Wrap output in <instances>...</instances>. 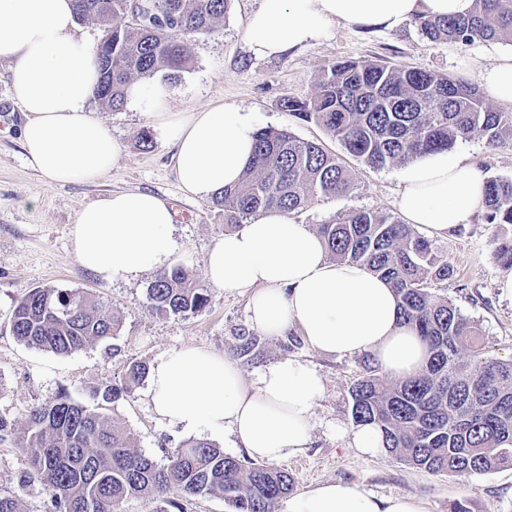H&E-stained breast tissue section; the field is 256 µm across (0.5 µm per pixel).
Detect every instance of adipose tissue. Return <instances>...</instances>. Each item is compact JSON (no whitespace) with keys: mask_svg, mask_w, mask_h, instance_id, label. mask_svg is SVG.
<instances>
[{"mask_svg":"<svg viewBox=\"0 0 512 512\" xmlns=\"http://www.w3.org/2000/svg\"><path fill=\"white\" fill-rule=\"evenodd\" d=\"M474 0H260L245 32L249 50L272 57L324 38L339 23L394 30L418 15L465 16ZM0 60L12 62L14 98L26 112L28 165L49 181L89 183L114 168L122 147L87 109L98 81L95 53L76 34L73 0H0ZM155 138L176 146L182 190L210 199L237 183L257 130L254 113L216 106L152 115ZM397 206L408 223L445 235L484 208L486 176L466 156L437 152L400 173ZM170 203L155 194L113 192L85 206L72 229L79 263L104 280L171 266ZM210 282L249 293V322L269 336L298 326L309 344L340 358L367 356L383 373L415 376L426 346L401 319L387 281L327 256L308 225L271 211L215 241ZM324 393L320 373L286 357L246 381L237 362L200 346L162 357L147 396L157 419L185 433H230L255 460L277 462L307 448ZM284 512H421L411 496L380 497L340 480L289 497Z\"/></svg>","mask_w":512,"mask_h":512,"instance_id":"1","label":"adipose tissue"}]
</instances>
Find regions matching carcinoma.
Here are the masks:
<instances>
[{"instance_id": "1", "label": "carcinoma", "mask_w": 512, "mask_h": 512, "mask_svg": "<svg viewBox=\"0 0 512 512\" xmlns=\"http://www.w3.org/2000/svg\"><path fill=\"white\" fill-rule=\"evenodd\" d=\"M228 4L74 0L75 17L91 18L101 30L94 97L117 110L132 76L184 70L196 35L209 31ZM414 23L434 41L512 43V0H474L466 17L419 15ZM279 106L320 125L347 154L373 168L447 151L475 133L491 145L512 140V113L486 106L475 84L372 60L336 61L314 94L285 96ZM255 138L241 181L213 202L229 223L272 209L292 214L314 198L342 197L353 189L350 170L322 144L273 128L259 129ZM485 210L488 223L512 224V179H487ZM317 234L332 257L359 263L390 282L404 323L429 350L417 376L392 385L366 368L350 391L354 424L378 426L388 453L438 475L466 478L512 461V361L484 356L477 324L431 292L454 273L435 242L414 225L369 209L341 213L335 222L317 225ZM495 258L512 267V238L497 242ZM148 300L159 315L189 317L204 309L208 291L177 265L157 273ZM119 324V316L89 294L36 287L17 301L10 327L26 345L66 355L114 336ZM257 345L256 337L239 336L234 355L247 359ZM467 346L473 364L459 358ZM148 374L146 363L131 362L121 384L92 387L85 402L63 392L33 405L17 442L30 466L20 484L38 478L55 512H120L132 497L147 500L151 512H172L165 492L173 485L190 497H221L234 512H272L292 491L295 480L288 472L242 461L206 439L185 441L164 465L138 452L131 432L104 415L101 404L132 397Z\"/></svg>"}]
</instances>
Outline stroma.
Masks as SVG:
<instances>
[{
  "label": "stroma",
  "mask_w": 512,
  "mask_h": 512,
  "mask_svg": "<svg viewBox=\"0 0 512 512\" xmlns=\"http://www.w3.org/2000/svg\"><path fill=\"white\" fill-rule=\"evenodd\" d=\"M259 0H231L223 19L197 35L188 67L177 76L158 71L171 95L170 112H197L218 105L251 109L259 126L289 130L295 137L314 141L332 152L341 147L319 125L297 120L280 109L284 96L310 95L324 69L341 59L381 60L395 67H412L460 76L480 83L481 67L512 50L502 41L470 44L430 41L413 22L386 31L374 28L333 26L318 42L285 54L260 58L249 52L244 32ZM11 65L0 61V417L23 429L29 409L38 402L68 392L86 399L93 386L119 382L133 361L154 364L184 346L194 345L232 355L237 338L250 334L244 294H227L210 286L206 257L214 242L231 227L222 210L211 201L185 195L177 178L174 148L140 147L142 132L151 130L153 106L149 99L112 110L99 100L87 107L110 128L124 146L119 165L90 183L56 184L40 176L25 160L19 130L25 121L14 99ZM454 153L465 154L486 176L512 178V141L488 144L482 135L458 142ZM343 161L354 176L350 194L317 198L295 212V219L309 227L334 222L352 209L397 214L400 165L379 169L351 156ZM140 190L169 200L174 212L171 240L177 264L187 266L193 283L207 287L208 303L197 315L183 318L152 312L147 288L154 279L148 271L136 278L102 280L76 259L72 226L87 204L111 192ZM512 236V225L489 224L476 215L470 224L435 243L455 269L452 279L434 288L437 297L452 300L481 329L488 356L512 361V294L504 293L500 279L506 267L494 256L498 240ZM36 286L78 289L99 299L121 318L115 335L67 355L34 349L19 342L10 329L18 299ZM310 362L325 381L324 395L312 420L311 440L299 455L277 462L302 493L325 481L344 480L380 496L409 495L422 512H448L454 501H463L469 512H512V465L469 478L439 476L413 468L388 454L375 457L349 448L346 435L354 428L351 418L352 384L365 371L362 357H330L307 342L285 347L280 336L260 335L252 361L241 362L246 380L283 357ZM139 386L131 398L107 404L105 412L130 430L135 447L159 464L186 440L180 429L160 423ZM15 434L0 440V493L16 494L22 512H51L50 495L39 480L21 483L27 458L16 445Z\"/></svg>",
  "instance_id": "1"
}]
</instances>
